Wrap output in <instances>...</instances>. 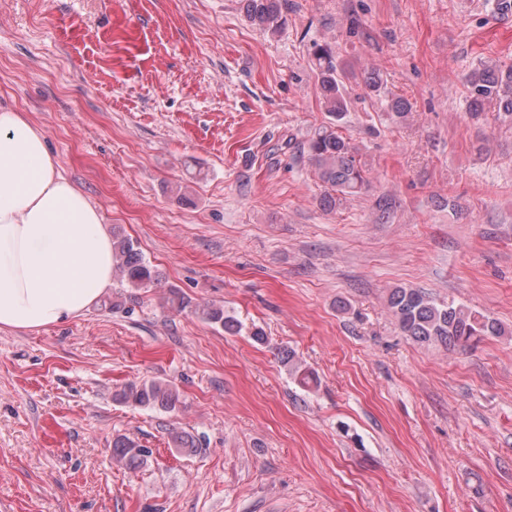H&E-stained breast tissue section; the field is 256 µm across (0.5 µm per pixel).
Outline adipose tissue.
Listing matches in <instances>:
<instances>
[{
  "mask_svg": "<svg viewBox=\"0 0 512 512\" xmlns=\"http://www.w3.org/2000/svg\"><path fill=\"white\" fill-rule=\"evenodd\" d=\"M112 280L100 212L59 172L43 132L0 108V329L41 330L79 316Z\"/></svg>",
  "mask_w": 512,
  "mask_h": 512,
  "instance_id": "ef3b65f1",
  "label": "adipose tissue"
}]
</instances>
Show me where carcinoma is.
Masks as SVG:
<instances>
[{"mask_svg":"<svg viewBox=\"0 0 512 512\" xmlns=\"http://www.w3.org/2000/svg\"><path fill=\"white\" fill-rule=\"evenodd\" d=\"M249 21L262 30L277 31L282 24V0H241ZM318 88L327 112L341 120L347 112L343 83L338 74L336 58L328 45H317L313 51ZM469 102L468 112L477 119L484 112V105L495 103L499 117L512 122V65L481 62L466 76ZM309 163L318 179L327 188L321 198L323 206L334 208L348 197L361 193L369 183V170L350 141L337 128H318L303 145ZM112 249L115 270L126 288L141 290L152 288L161 281L160 272L147 262L134 241L112 232ZM171 307L194 312L203 321L219 326L227 333L239 330V323L224 312V307L194 304L177 290H170ZM388 307L400 329L419 344L441 343L448 346L469 345L483 336H501L504 329L495 319L453 301L441 302L423 291L413 288L391 289ZM281 361L288 366V373L303 388L317 384L312 371L294 361L291 350L281 352ZM121 403L138 407L158 408L174 412L180 403L178 391L169 383L148 379L129 381L115 393ZM173 447L194 452L199 448L196 437L185 432L171 434ZM113 456L127 469L135 470L148 462L152 449L144 448L126 437H116L112 443Z\"/></svg>","mask_w":512,"mask_h":512,"instance_id":"cac0c4a2","label":"carcinoma"}]
</instances>
